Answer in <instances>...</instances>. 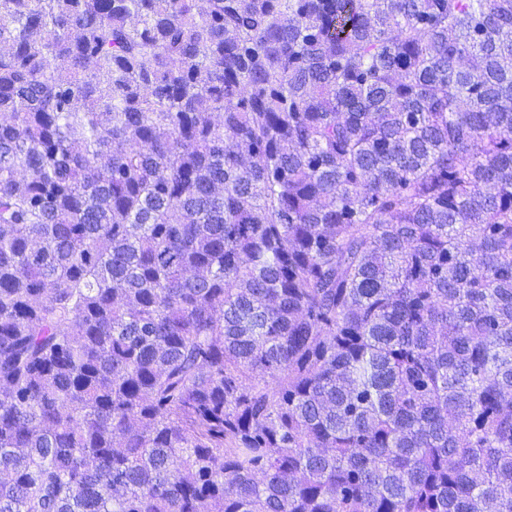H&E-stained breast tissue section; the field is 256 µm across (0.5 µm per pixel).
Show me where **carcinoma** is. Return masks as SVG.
Wrapping results in <instances>:
<instances>
[{
  "mask_svg": "<svg viewBox=\"0 0 512 512\" xmlns=\"http://www.w3.org/2000/svg\"><path fill=\"white\" fill-rule=\"evenodd\" d=\"M0 512H512V0H0Z\"/></svg>",
  "mask_w": 512,
  "mask_h": 512,
  "instance_id": "cac0c4a2",
  "label": "carcinoma"
}]
</instances>
